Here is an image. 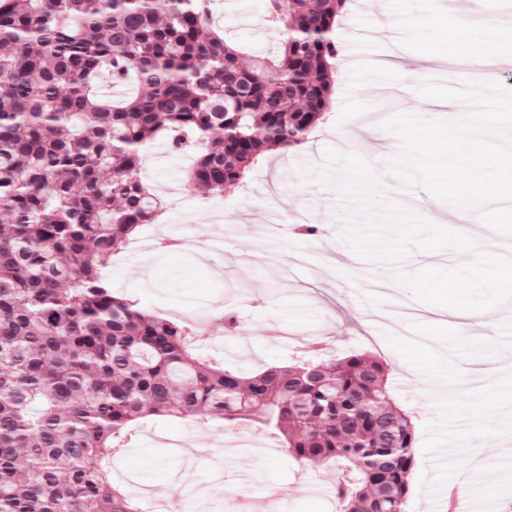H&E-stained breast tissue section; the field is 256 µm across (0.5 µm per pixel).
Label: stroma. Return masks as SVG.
<instances>
[{"label": "stroma", "mask_w": 512, "mask_h": 512, "mask_svg": "<svg viewBox=\"0 0 512 512\" xmlns=\"http://www.w3.org/2000/svg\"><path fill=\"white\" fill-rule=\"evenodd\" d=\"M211 20L226 39L254 56L274 51L282 36L264 19V0H211ZM426 0H377L349 13L336 32L339 65L327 120L303 146L262 157L244 187L203 198L186 182L190 154L154 141L141 176L165 204L162 224L144 226L129 247L103 269L114 293L158 316L204 323L230 313L238 332L204 355L253 371L303 354L317 340L342 353L366 350L391 367L400 402L416 416V464L408 512H449L451 491L466 469L461 449L480 460L478 490L465 512L493 504L512 512V377L487 393L486 375L508 351L499 326L470 322L451 329L449 308L415 299L396 281L401 271L460 265L466 254L443 249L413 252L400 263L369 261L341 239L347 226L335 192L317 173L329 148L365 157L379 175L381 204L416 199L417 211L445 227L465 215V235L491 252L512 248V238L486 234L479 212H460L428 191L405 192L388 166L400 148L381 127L384 117L418 114L444 120L448 111L420 97L424 82L450 87L483 76L512 88V68L448 71L445 62L465 53L450 28L427 22ZM369 30L366 41L346 39L348 25ZM275 215L277 234L259 232ZM320 232L295 235L297 215ZM250 443L247 454L235 443ZM112 483L135 486L141 512H336V470L296 463L275 439L257 429L224 427V420L150 416L129 447L112 457Z\"/></svg>", "instance_id": "35a3bbf8"}]
</instances>
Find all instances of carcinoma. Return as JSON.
I'll use <instances>...</instances> for the list:
<instances>
[{
    "label": "carcinoma",
    "mask_w": 512,
    "mask_h": 512,
    "mask_svg": "<svg viewBox=\"0 0 512 512\" xmlns=\"http://www.w3.org/2000/svg\"><path fill=\"white\" fill-rule=\"evenodd\" d=\"M207 2L0 0V512H139L112 485V450L145 417L209 415L336 466L339 512H406L415 425L381 361L244 376L100 274L162 214L140 179L150 143L196 149L189 183L222 195L324 119L347 0H268L283 39L248 63ZM105 70L139 90L98 94Z\"/></svg>",
    "instance_id": "cac0c4a2"
}]
</instances>
